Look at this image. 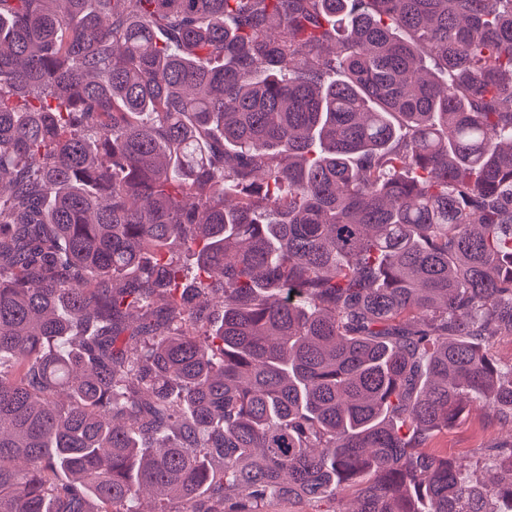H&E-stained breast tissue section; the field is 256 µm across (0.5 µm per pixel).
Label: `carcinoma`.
Masks as SVG:
<instances>
[{"label": "carcinoma", "mask_w": 512, "mask_h": 512, "mask_svg": "<svg viewBox=\"0 0 512 512\" xmlns=\"http://www.w3.org/2000/svg\"><path fill=\"white\" fill-rule=\"evenodd\" d=\"M497 336L512 0H0V512H512ZM512 427L503 425L478 403L465 410L456 424L438 433L432 440V447L439 452H448V458L470 462L475 458L477 448H485L497 441L510 440Z\"/></svg>", "instance_id": "obj_1"}]
</instances>
